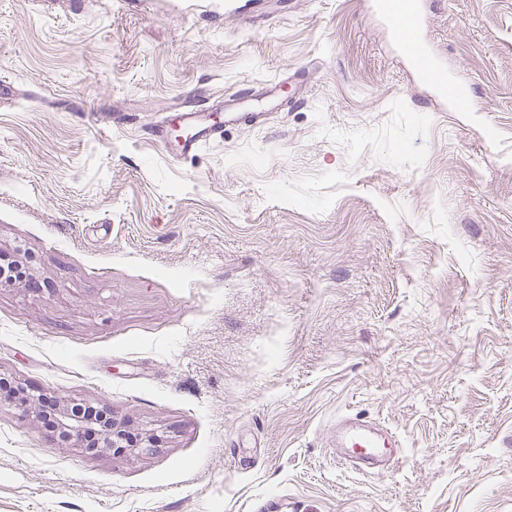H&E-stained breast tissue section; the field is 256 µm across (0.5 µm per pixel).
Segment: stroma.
I'll return each mask as SVG.
<instances>
[{
    "mask_svg": "<svg viewBox=\"0 0 512 512\" xmlns=\"http://www.w3.org/2000/svg\"><path fill=\"white\" fill-rule=\"evenodd\" d=\"M371 2L0 0V376L160 438L0 400V512H512V0H422L467 112ZM186 102L260 118L175 160ZM46 395L40 392L38 395H25L21 397L20 404L36 415H39L44 408L52 407L58 428L69 435V441L75 447L82 448L84 434L91 427V422L74 415L67 401ZM336 436L341 448H347L343 457L337 456L338 460L365 472H379L400 449L398 440L393 435H381V430L374 423L356 416L336 421ZM350 447L361 448L360 455H351L348 449ZM374 447L380 449L371 450Z\"/></svg>",
    "mask_w": 512,
    "mask_h": 512,
    "instance_id": "obj_1",
    "label": "stroma"
}]
</instances>
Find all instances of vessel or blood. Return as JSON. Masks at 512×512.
Here are the masks:
<instances>
[{
  "instance_id": "vessel-or-blood-1",
  "label": "vessel or blood",
  "mask_w": 512,
  "mask_h": 512,
  "mask_svg": "<svg viewBox=\"0 0 512 512\" xmlns=\"http://www.w3.org/2000/svg\"><path fill=\"white\" fill-rule=\"evenodd\" d=\"M395 37L397 49L405 56L412 69L424 82L435 87L447 99L448 107L454 112H465L471 107L467 90L452 81L437 59L426 49L417 48L416 32L420 15L418 0H377L375 4ZM181 123L186 132L178 144L179 157L196 154L202 146L224 138L222 123H210L203 131H193L194 111L185 109ZM337 442L345 447L343 462L356 469L376 473L382 470L399 451L394 436L382 435L372 422L358 417H345L336 423Z\"/></svg>"
}]
</instances>
